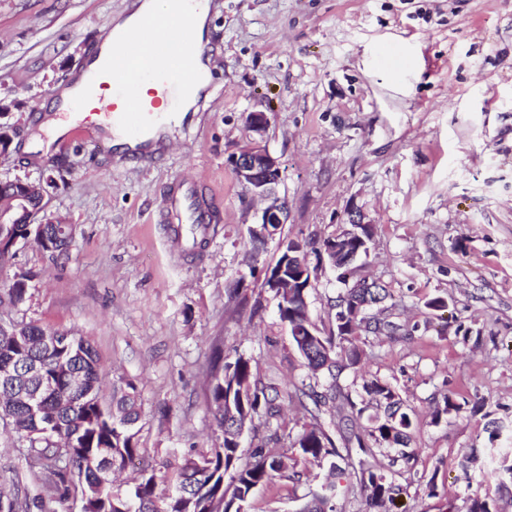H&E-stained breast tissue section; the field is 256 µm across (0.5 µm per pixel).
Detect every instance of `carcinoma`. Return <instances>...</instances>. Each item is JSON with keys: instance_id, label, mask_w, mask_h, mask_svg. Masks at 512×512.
<instances>
[{"instance_id": "obj_1", "label": "carcinoma", "mask_w": 512, "mask_h": 512, "mask_svg": "<svg viewBox=\"0 0 512 512\" xmlns=\"http://www.w3.org/2000/svg\"><path fill=\"white\" fill-rule=\"evenodd\" d=\"M47 233L60 235L52 253L66 254L70 242L61 225H47ZM27 291L22 282L1 280L0 306L19 308ZM365 295L364 288H346L338 293L331 305L335 327L327 334L315 322H309L324 352L315 358L303 357L307 372L294 384V397L311 417L292 440V447L297 449L295 466L309 459L341 456L338 441L349 456L353 440L358 438L357 419L365 407H357L339 379L345 370H356L363 361L364 349L356 336L359 327L352 326V315L356 302H365ZM301 304L299 288L291 297L282 295L278 302L280 320L288 326L306 321ZM26 329L27 339L20 342L0 329V368L22 370L36 364L45 381L41 403L53 418L33 421L21 409L11 408L12 389L1 383L0 412H12L16 434L27 442L29 455L42 469L38 480L58 502H64L72 490L82 486L87 490L84 512H243L258 487L288 472L284 456L270 448L279 441V430L285 423L276 424L247 456L240 449L237 434L224 429L230 410L248 418L250 424L263 418L268 425L280 417L276 385L264 383L254 373L251 360L237 355L214 366L209 387L210 408L223 429L222 446L203 455L184 457L171 476V491L164 496L156 494L157 474L148 464L140 468L141 476L132 485L123 491L115 489L113 473L143 454L138 439L142 404L136 386L130 381L114 385L112 400L103 402L99 358L88 340L68 332L63 342L57 332L32 321L26 323ZM63 365L82 376V385H73L61 373ZM362 388L379 410L369 436L379 448H398L401 457H407L404 448L408 447L412 426L410 409L386 382L373 379L364 382ZM325 407L336 409L337 441L320 422ZM91 455L112 461V471L95 472L85 467ZM361 473L369 512H384L386 503L400 494V487L372 465L361 467ZM227 474L235 484L225 490L221 483ZM334 497L335 486L323 485L310 492V500L303 502L297 512H334ZM33 506L38 502L0 488V512H30ZM467 512H499L498 501L487 494H476L468 499Z\"/></svg>"}]
</instances>
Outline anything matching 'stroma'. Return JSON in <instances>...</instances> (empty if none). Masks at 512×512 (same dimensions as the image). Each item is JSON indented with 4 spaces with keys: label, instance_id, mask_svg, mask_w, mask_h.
Returning a JSON list of instances; mask_svg holds the SVG:
<instances>
[{
    "label": "stroma",
    "instance_id": "stroma-1",
    "mask_svg": "<svg viewBox=\"0 0 512 512\" xmlns=\"http://www.w3.org/2000/svg\"><path fill=\"white\" fill-rule=\"evenodd\" d=\"M128 2L0 0V124L16 132L0 181L51 178L42 216L74 229L59 258L18 245L31 278L16 318L83 336L105 383L136 385L139 444L158 475L222 445L208 401L219 355L250 357L278 384L298 433L311 418L288 395L306 369L263 285L280 252L273 241L253 252L261 205L232 165L253 137L247 116L266 113L282 236L321 245L355 211L375 226L362 271L388 288L400 329L363 334V370L340 382L357 397L385 381L414 412L411 460H374L403 488L390 512H466L477 491L512 512L489 462L490 450L512 453V0H214L207 33L223 66L158 155L75 141L37 158L50 103ZM182 175L212 189L219 215L192 254L153 221ZM309 262L310 311L327 330L342 285L325 256ZM435 297L446 308H427ZM448 395L463 410L434 422ZM494 418L504 428L492 444ZM474 453L479 465L463 468ZM329 466L260 486L247 512H296ZM16 486L41 492L26 443L0 426V488Z\"/></svg>",
    "mask_w": 512,
    "mask_h": 512
}]
</instances>
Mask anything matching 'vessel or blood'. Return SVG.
<instances>
[{"instance_id":"vessel-or-blood-1","label":"vessel or blood","mask_w":512,"mask_h":512,"mask_svg":"<svg viewBox=\"0 0 512 512\" xmlns=\"http://www.w3.org/2000/svg\"><path fill=\"white\" fill-rule=\"evenodd\" d=\"M143 54L159 62L167 82L178 87L192 81L197 59L207 58L210 49L205 44L173 40L160 15H145L139 21L133 41L123 44L112 60L113 94H126L144 80L145 74L139 65ZM107 118L112 127L120 128L132 141L149 139L155 130L174 127L183 121L179 112H143L135 107L108 113ZM159 220L176 225L179 239L193 242L201 228L215 222L216 215L197 181L183 176L169 186Z\"/></svg>"}]
</instances>
